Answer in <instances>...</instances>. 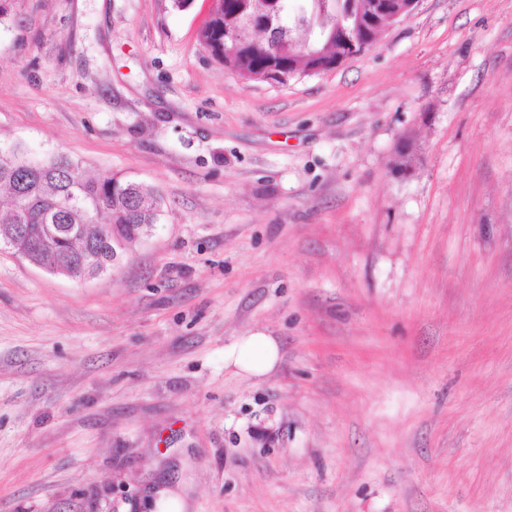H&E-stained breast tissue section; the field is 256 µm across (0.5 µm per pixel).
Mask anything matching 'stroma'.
<instances>
[{
  "instance_id": "35a3bbf8",
  "label": "stroma",
  "mask_w": 512,
  "mask_h": 512,
  "mask_svg": "<svg viewBox=\"0 0 512 512\" xmlns=\"http://www.w3.org/2000/svg\"><path fill=\"white\" fill-rule=\"evenodd\" d=\"M209 14L0 21V141L167 202L91 279L0 247V512H512V0H419L285 86ZM255 330L260 377L224 364ZM225 361L239 372L263 376L279 363V345L273 336L261 330L254 331L239 338Z\"/></svg>"
}]
</instances>
